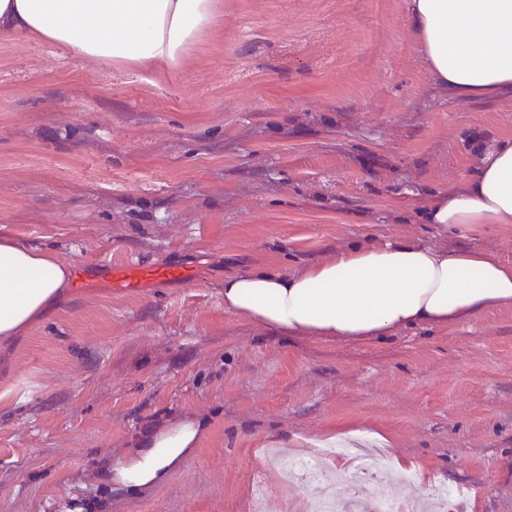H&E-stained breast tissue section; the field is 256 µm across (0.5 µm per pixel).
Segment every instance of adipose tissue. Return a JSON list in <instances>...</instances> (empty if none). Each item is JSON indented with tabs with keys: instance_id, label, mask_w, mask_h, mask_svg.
<instances>
[{
	"instance_id": "ef3b65f1",
	"label": "adipose tissue",
	"mask_w": 512,
	"mask_h": 512,
	"mask_svg": "<svg viewBox=\"0 0 512 512\" xmlns=\"http://www.w3.org/2000/svg\"><path fill=\"white\" fill-rule=\"evenodd\" d=\"M215 0H0V38L38 40L98 64L174 65L209 27ZM433 80L461 101L512 93V0H406ZM440 228L512 224V139L485 147L476 175L425 213ZM70 279L55 255L0 237V342L46 313ZM512 306V262L483 250L399 240L352 245L301 271L225 276L224 307L276 333L382 342ZM206 423L142 438L102 476L135 493L159 485L196 448Z\"/></svg>"
}]
</instances>
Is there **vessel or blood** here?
Instances as JSON below:
<instances>
[{
    "label": "vessel or blood",
    "instance_id": "obj_1",
    "mask_svg": "<svg viewBox=\"0 0 512 512\" xmlns=\"http://www.w3.org/2000/svg\"><path fill=\"white\" fill-rule=\"evenodd\" d=\"M96 275L107 276L113 288L123 291L158 288L173 281L188 284L195 279V271L188 264L130 262L115 265L101 260L80 266L76 271V277L81 281Z\"/></svg>",
    "mask_w": 512,
    "mask_h": 512
}]
</instances>
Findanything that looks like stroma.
I'll return each mask as SVG.
<instances>
[{"label": "stroma", "instance_id": "obj_1", "mask_svg": "<svg viewBox=\"0 0 512 512\" xmlns=\"http://www.w3.org/2000/svg\"><path fill=\"white\" fill-rule=\"evenodd\" d=\"M406 0H217L164 70L0 38V235L71 265L187 263L191 284L103 281L0 346V512H303L268 458L348 441L394 472L512 512V307L387 341L277 336L224 308V278L411 240L512 262V225L424 211L512 138V96L459 102L428 73ZM208 420L166 482L107 463Z\"/></svg>", "mask_w": 512, "mask_h": 512}]
</instances>
